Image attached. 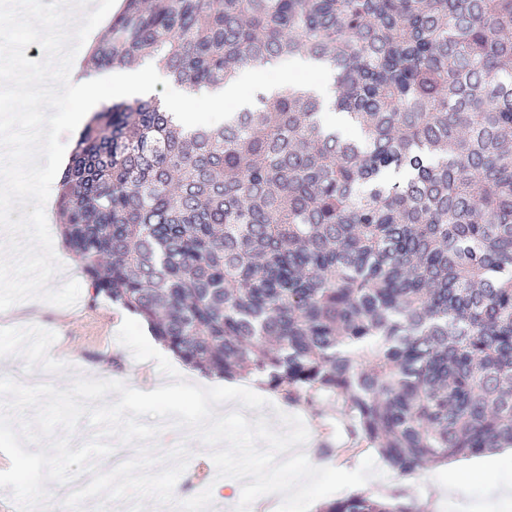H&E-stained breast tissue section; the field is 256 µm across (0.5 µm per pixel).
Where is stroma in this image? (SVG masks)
<instances>
[{
  "label": "stroma",
  "instance_id": "obj_1",
  "mask_svg": "<svg viewBox=\"0 0 512 512\" xmlns=\"http://www.w3.org/2000/svg\"><path fill=\"white\" fill-rule=\"evenodd\" d=\"M54 249L63 270L50 285L57 288L67 280H77L81 286L77 303L58 307L38 300L22 302L0 312V327L37 325L56 332L50 354L75 367V374L118 380L143 391L167 384V376L159 371L155 361L135 360L118 342L121 307L105 299L92 300L93 290L72 253L59 240L55 241ZM279 411L303 419L310 432L304 451L315 466L353 470L369 454L368 448L351 442L336 401H325L317 415L281 401L273 408L250 410L248 418L253 421L263 416L271 420ZM375 463L382 475L362 485L361 493L383 499L398 495L403 501L419 505L423 512H472L474 503L486 496L491 484L503 478L512 479L510 454L489 457L486 480L454 491L448 488L453 479L449 468H427L419 474L403 476L383 457H376Z\"/></svg>",
  "mask_w": 512,
  "mask_h": 512
}]
</instances>
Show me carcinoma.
I'll use <instances>...</instances> for the list:
<instances>
[{"instance_id":"1","label":"carcinoma","mask_w":512,"mask_h":512,"mask_svg":"<svg viewBox=\"0 0 512 512\" xmlns=\"http://www.w3.org/2000/svg\"><path fill=\"white\" fill-rule=\"evenodd\" d=\"M292 58L341 126L295 86L217 129L152 96L91 118L58 210L93 297L203 373L340 402L403 474L512 447V0H124L81 75L216 90Z\"/></svg>"}]
</instances>
